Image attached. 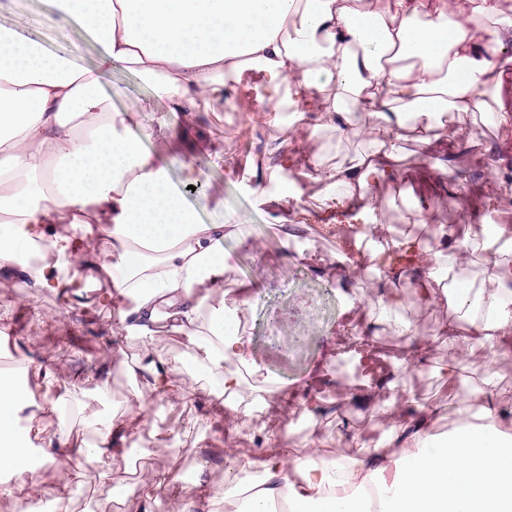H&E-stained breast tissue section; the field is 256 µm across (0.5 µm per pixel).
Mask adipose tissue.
<instances>
[{"label":"adipose tissue","instance_id":"adipose-tissue-1","mask_svg":"<svg viewBox=\"0 0 512 512\" xmlns=\"http://www.w3.org/2000/svg\"><path fill=\"white\" fill-rule=\"evenodd\" d=\"M48 19L81 27L98 49L80 64L25 38L24 17L0 24V271L21 274L25 287L57 292L93 262L110 287L99 305H111L113 331L147 342L127 368L154 398L175 402L192 389L181 369L163 358L162 336L187 339L208 393L225 408L266 404L271 390L250 384L262 368L247 356L250 342L228 305L224 249L238 235L229 224L199 220L171 182L166 146L146 148L154 113L131 132L129 113L112 105L104 78L119 64L155 83L182 121L199 112L236 111L228 86L248 72L266 77L260 116L277 134L307 126L344 141L362 137V149L326 164L313 152L315 209L344 208L351 230H362L361 252L384 268L377 295L355 294L398 336L413 337L404 301L393 289L406 279L420 285L429 304H446L441 329L447 361L438 375H461L467 341L485 351L486 372L456 405L451 436L435 433L438 408L398 382L374 387L366 404L388 424L383 448L321 459V444L307 439L302 458L283 454V439L264 435L258 459L224 456L217 482L235 512H266L288 503L291 512H365L367 491L382 495L377 512H512V405L497 400L496 365L512 356V262L488 252L484 231L436 224L418 226L435 241L388 234L371 179L392 174L401 144L447 139L455 114L497 126L507 114L492 107L512 39V0H42ZM68 233H46L51 215ZM417 254L410 268L391 265L393 251ZM481 253L479 287L449 291L442 272H459ZM24 391L0 380V495H13L10 478L27 469L30 446L16 436ZM491 418L475 424L473 406ZM95 442L67 438L39 446L43 467L58 471L59 496L74 480H88L84 461L116 457L128 429L156 426L151 400L134 392L118 418L89 410Z\"/></svg>","mask_w":512,"mask_h":512}]
</instances>
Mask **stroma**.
Returning <instances> with one entry per match:
<instances>
[{
    "instance_id": "35a3bbf8",
    "label": "stroma",
    "mask_w": 512,
    "mask_h": 512,
    "mask_svg": "<svg viewBox=\"0 0 512 512\" xmlns=\"http://www.w3.org/2000/svg\"><path fill=\"white\" fill-rule=\"evenodd\" d=\"M29 19L24 34L53 53L67 55L74 44L83 46V63L96 59L94 44L84 41L82 31L68 21L45 22L39 0H0V23H10L15 16ZM109 85L120 94L112 103L118 109L145 107L155 115L168 114L170 103L160 97L153 86L122 66H113L107 78ZM265 79H257L252 87L231 85L237 101L234 112H200L188 126L160 129L159 138L168 139L172 147L166 162L173 185L185 188L188 181L203 178V189L188 195V202L206 223L221 224L231 216H241L247 226L240 237L228 240L225 248L232 256L230 270L224 277L229 299L247 300L242 322L251 339L248 349L254 360L279 381L281 388L269 408L247 418L244 435L238 440L240 458L254 457L258 432H273L285 436L291 455L303 456L307 450L302 440L314 435L324 443L326 454L343 452L357 455L361 447H374L383 442L387 424L370 410L358 409V391L337 392L330 381L344 369V362L355 352L354 326H367L368 312L361 308L346 309L345 293L340 286L345 276L361 280L364 270L352 273L336 269L329 262L331 239L322 238L320 224L335 222L334 214L308 209L293 210L290 221H307L313 227L306 251L284 247L277 224L272 223L267 206L259 204L242 183L248 171L263 169L264 145L269 132L264 128L245 129L247 116L261 108L258 99L264 91ZM507 127H488L483 144L463 151L461 143L451 147L456 153L459 172L467 180V189L455 193L445 172L433 169L426 160V148L418 143H404L396 180L380 181L371 194L382 206V218L394 232H411L416 221L406 206L407 199L425 201L443 224H475L485 210L486 200L495 194L497 186L487 181L485 171L495 157L512 159V140H505ZM235 149L226 154L221 165H214L212 149L226 142ZM314 149L310 128L294 131L276 155L278 163L288 165L301 187H309L308 161ZM92 269H84L72 283L66 296H55L41 290L21 287L16 276L0 273V320L14 334L11 349H0V360L25 358L31 365H44L56 374L69 393L63 404L69 409L68 422L75 433L91 438V429L82 424L81 407L112 411L121 408L135 389L134 380L118 359L103 362L102 350L118 343L127 357L142 353L144 346L134 337L114 341L109 327L112 313L88 306L85 293L88 280L94 279ZM408 298V316L413 320L418 336H436L446 321L444 311L429 306L419 288L410 282L400 285ZM107 365V385L97 391L89 374L93 367ZM400 383L417 395L431 398L439 408L441 431H448L454 419L456 398L466 397V390L450 396L448 388L435 371L408 373ZM317 396L322 400L341 403L345 416L353 421L359 440H352L338 428L335 417H314L304 411L303 399ZM163 429L180 431V453L161 455L141 449L137 437H128V448L139 450L141 463L131 467L129 460L102 463L84 462L85 471L92 474L91 484L73 483L65 498H58L53 470L44 468L33 475L41 502L53 505V512H140L147 493H157L169 500L182 493H191L200 512H206L214 487L210 473L224 469L225 429L236 425L230 411L204 410L201 397L169 405L156 402ZM169 468L175 482L157 486L158 471ZM129 487V494L116 498L111 494L115 484Z\"/></svg>"
}]
</instances>
